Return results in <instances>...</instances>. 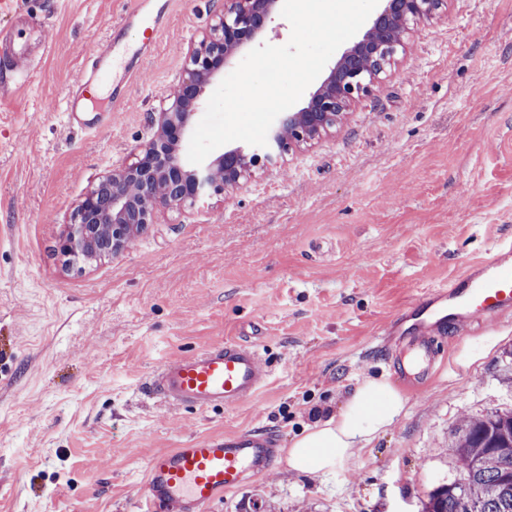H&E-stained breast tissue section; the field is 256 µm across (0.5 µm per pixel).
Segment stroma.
Listing matches in <instances>:
<instances>
[{
  "label": "stroma",
  "mask_w": 512,
  "mask_h": 512,
  "mask_svg": "<svg viewBox=\"0 0 512 512\" xmlns=\"http://www.w3.org/2000/svg\"><path fill=\"white\" fill-rule=\"evenodd\" d=\"M156 3L154 45L102 80L87 127L63 99L89 48L138 39L131 0H0V33L26 51L0 54V512H136L153 453L245 430L289 447L316 409L380 375L405 399L386 433L325 476L274 466L208 512H420L458 476L460 417L512 403V311L493 333L444 338L426 381L366 340L512 241V0H448L336 134L160 212L118 256L73 262L58 242L79 201L149 140L190 41L224 8ZM224 340L271 364L255 401L198 412L143 391L166 360Z\"/></svg>",
  "instance_id": "stroma-1"
}]
</instances>
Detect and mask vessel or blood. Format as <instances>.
I'll use <instances>...</instances> for the list:
<instances>
[{"instance_id": "obj_1", "label": "vessel or blood", "mask_w": 512, "mask_h": 512, "mask_svg": "<svg viewBox=\"0 0 512 512\" xmlns=\"http://www.w3.org/2000/svg\"><path fill=\"white\" fill-rule=\"evenodd\" d=\"M139 24L146 44L160 28L158 11L134 0L129 13ZM109 48L98 46L87 56L82 75L66 104L69 113L85 111V100L96 76L109 68ZM512 309V244L499 248L448 284L424 290L414 302L419 335L411 337L400 367L410 375H429L439 350L435 330L452 324L493 327ZM271 369L259 348L227 340L192 354L165 361L146 382L161 401L206 411L253 400L269 381ZM276 456L274 441L256 432L209 436L194 445L162 450L147 461L145 493L138 512H205L225 492L269 469Z\"/></svg>"}]
</instances>
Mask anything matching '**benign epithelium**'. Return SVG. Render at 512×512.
<instances>
[{
    "instance_id": "7a95c632",
    "label": "benign epithelium",
    "mask_w": 512,
    "mask_h": 512,
    "mask_svg": "<svg viewBox=\"0 0 512 512\" xmlns=\"http://www.w3.org/2000/svg\"><path fill=\"white\" fill-rule=\"evenodd\" d=\"M362 36L330 66L305 103L283 112L264 146H238L200 165L183 156L205 93L243 51L260 43L279 0H224V11L191 42L184 75L164 99L152 138L112 169L74 211L60 252L85 263L124 252L164 209H181L239 188L298 150L336 133L353 105L369 96L404 55L414 26L447 10V0H380Z\"/></svg>"
}]
</instances>
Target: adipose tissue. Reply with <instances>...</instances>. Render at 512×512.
I'll list each match as a JSON object with an SVG mask.
<instances>
[{
	"label": "adipose tissue",
	"instance_id": "1",
	"mask_svg": "<svg viewBox=\"0 0 512 512\" xmlns=\"http://www.w3.org/2000/svg\"><path fill=\"white\" fill-rule=\"evenodd\" d=\"M405 399L383 377L364 379L347 394L340 409L320 417L286 448L288 468L326 475L335 471L355 449L369 445L400 417Z\"/></svg>",
	"mask_w": 512,
	"mask_h": 512
}]
</instances>
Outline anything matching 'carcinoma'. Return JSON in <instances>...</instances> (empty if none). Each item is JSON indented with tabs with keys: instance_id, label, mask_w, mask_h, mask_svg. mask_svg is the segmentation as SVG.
Wrapping results in <instances>:
<instances>
[{
	"instance_id": "carcinoma-1",
	"label": "carcinoma",
	"mask_w": 512,
	"mask_h": 512,
	"mask_svg": "<svg viewBox=\"0 0 512 512\" xmlns=\"http://www.w3.org/2000/svg\"><path fill=\"white\" fill-rule=\"evenodd\" d=\"M449 448L460 478L430 491L423 512H512V408L465 417Z\"/></svg>"
}]
</instances>
